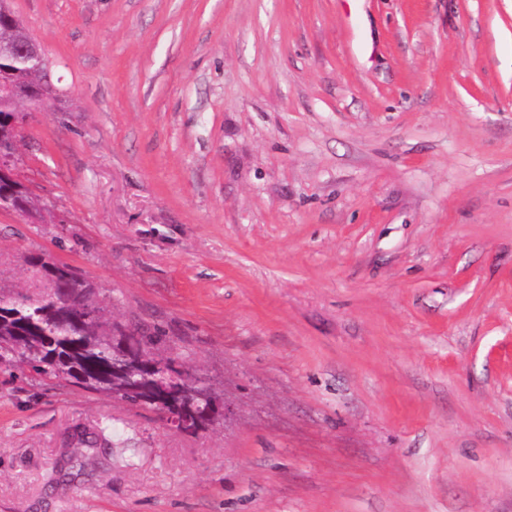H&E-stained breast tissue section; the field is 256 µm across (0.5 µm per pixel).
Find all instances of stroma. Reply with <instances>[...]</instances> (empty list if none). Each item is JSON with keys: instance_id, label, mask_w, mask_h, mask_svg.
<instances>
[{"instance_id": "stroma-1", "label": "stroma", "mask_w": 512, "mask_h": 512, "mask_svg": "<svg viewBox=\"0 0 512 512\" xmlns=\"http://www.w3.org/2000/svg\"><path fill=\"white\" fill-rule=\"evenodd\" d=\"M10 7L61 94L0 283L70 266L228 412L0 368V512H512V0Z\"/></svg>"}]
</instances>
